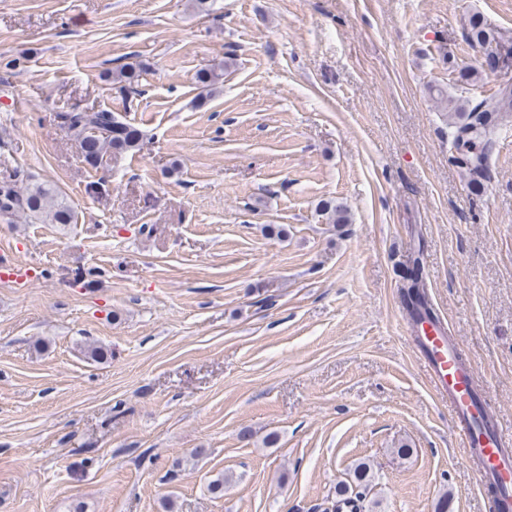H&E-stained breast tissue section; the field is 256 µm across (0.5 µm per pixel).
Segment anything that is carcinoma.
Masks as SVG:
<instances>
[{
    "instance_id": "1",
    "label": "carcinoma",
    "mask_w": 512,
    "mask_h": 512,
    "mask_svg": "<svg viewBox=\"0 0 512 512\" xmlns=\"http://www.w3.org/2000/svg\"><path fill=\"white\" fill-rule=\"evenodd\" d=\"M466 39L479 45L488 57L500 52V41L496 32L479 15H472L466 25ZM140 66L125 64L113 72V80L133 87L139 77ZM224 75L219 66L197 76V82L209 92L217 89ZM448 102V142L452 152L458 154V165L479 186L488 170L489 149L493 145L494 125L490 116L494 112L512 110V89H501L495 95L470 105L452 98ZM60 125L72 133L78 143L83 160L92 167L105 162V156L112 152L122 154L138 147L141 130L120 120L112 112H63L58 115ZM22 214L32 220L50 224H71L75 214L55 188L43 183L18 188L10 181L0 182V217L11 218ZM403 302L410 312L428 320L434 314L428 305L425 293L412 282L402 289ZM372 488V467L360 462L353 468V478L348 484L336 489L337 512H363L364 501Z\"/></svg>"
}]
</instances>
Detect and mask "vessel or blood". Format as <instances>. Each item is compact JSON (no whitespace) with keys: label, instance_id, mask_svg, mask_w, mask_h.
Masks as SVG:
<instances>
[{"label":"vessel or blood","instance_id":"b4317fda","mask_svg":"<svg viewBox=\"0 0 512 512\" xmlns=\"http://www.w3.org/2000/svg\"><path fill=\"white\" fill-rule=\"evenodd\" d=\"M427 365L440 395L447 397L453 425L461 438L465 457L475 464L479 486L496 483L500 500L512 512V433L505 432L490 408L474 398L479 388L471 369L457 359L458 345L442 324H430L410 317Z\"/></svg>","mask_w":512,"mask_h":512}]
</instances>
